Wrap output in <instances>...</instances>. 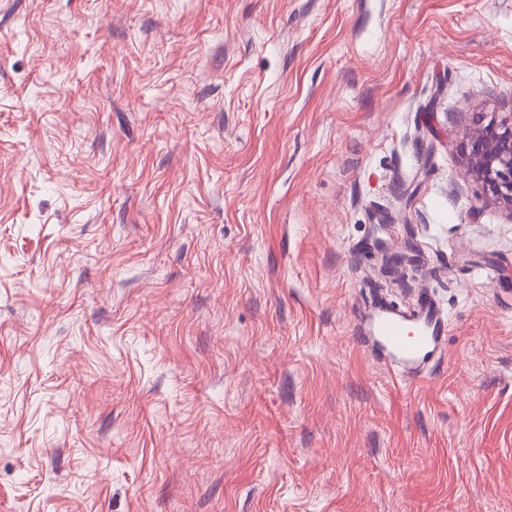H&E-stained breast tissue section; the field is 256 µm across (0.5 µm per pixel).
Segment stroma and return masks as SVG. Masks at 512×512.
<instances>
[{
    "instance_id": "1",
    "label": "stroma",
    "mask_w": 512,
    "mask_h": 512,
    "mask_svg": "<svg viewBox=\"0 0 512 512\" xmlns=\"http://www.w3.org/2000/svg\"><path fill=\"white\" fill-rule=\"evenodd\" d=\"M492 110L512 0H0V512H512ZM483 114L463 146L466 171L512 216V111ZM420 294L412 312L378 303L370 321L373 344L394 360L390 367L405 384L423 377L428 360L441 354L447 335V320L427 293Z\"/></svg>"
}]
</instances>
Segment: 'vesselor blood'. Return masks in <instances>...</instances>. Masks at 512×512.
<instances>
[{"instance_id":"vessel-or-blood-1","label":"vessel or blood","mask_w":512,"mask_h":512,"mask_svg":"<svg viewBox=\"0 0 512 512\" xmlns=\"http://www.w3.org/2000/svg\"><path fill=\"white\" fill-rule=\"evenodd\" d=\"M371 326L373 344L393 359V372L407 384L423 377L429 359L441 353L447 334L445 317L426 296L409 313L377 304Z\"/></svg>"}]
</instances>
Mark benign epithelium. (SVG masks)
I'll return each mask as SVG.
<instances>
[{"mask_svg": "<svg viewBox=\"0 0 512 512\" xmlns=\"http://www.w3.org/2000/svg\"><path fill=\"white\" fill-rule=\"evenodd\" d=\"M463 154L467 173L512 217V111L484 113L466 138ZM416 262L411 247L382 255L383 267L390 272Z\"/></svg>", "mask_w": 512, "mask_h": 512, "instance_id": "obj_1", "label": "benign epithelium"}]
</instances>
